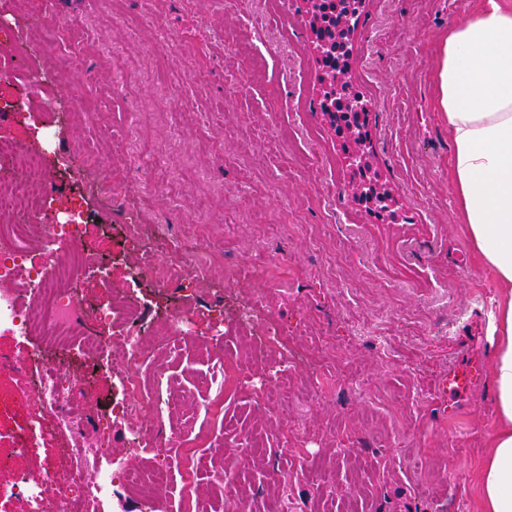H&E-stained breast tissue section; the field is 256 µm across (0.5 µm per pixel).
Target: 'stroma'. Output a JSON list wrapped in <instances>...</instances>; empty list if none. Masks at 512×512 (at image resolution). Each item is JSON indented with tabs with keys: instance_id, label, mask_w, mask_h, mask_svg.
<instances>
[{
	"instance_id": "obj_1",
	"label": "stroma",
	"mask_w": 512,
	"mask_h": 512,
	"mask_svg": "<svg viewBox=\"0 0 512 512\" xmlns=\"http://www.w3.org/2000/svg\"><path fill=\"white\" fill-rule=\"evenodd\" d=\"M477 0H363L348 70L369 103L370 160L390 212L355 202L349 149L320 104L324 67L302 0H0V139L38 145L53 197L48 218L82 186L86 230L42 266L77 253L110 269L109 284L75 274L82 324L96 336H139L166 310L189 321L141 370L151 399L171 386L192 404L173 426L199 459L196 493L208 512H481L477 474L496 427L490 336L498 284L456 216L448 124L434 107L441 33ZM218 259L202 277L158 287L143 261ZM139 320L104 323L113 297ZM266 336L299 340L286 404L268 395ZM76 375L71 398L84 431L111 426L110 446L133 468L153 452L129 440L111 411L120 373L77 345L0 334V355L32 354ZM243 375L232 393L226 365ZM479 365L455 401L435 392L448 370ZM334 375L309 391L303 377ZM34 369L0 367V487L55 457L53 432L30 440ZM223 405V420L209 413ZM264 440L242 462L243 432Z\"/></svg>"
}]
</instances>
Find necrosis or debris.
I'll list each match as a JSON object with an SVG mask.
<instances>
[{
	"label": "necrosis or debris",
	"mask_w": 512,
	"mask_h": 512,
	"mask_svg": "<svg viewBox=\"0 0 512 512\" xmlns=\"http://www.w3.org/2000/svg\"><path fill=\"white\" fill-rule=\"evenodd\" d=\"M41 153L35 148H19L0 139V159L10 157L17 161L27 180L23 183L0 179V211H14L29 215V222L0 225V333L27 337L38 333L60 342L80 335L82 305L65 287L71 266H79L89 275L108 280L109 272L94 260L80 256L70 262L59 263L54 274H45L42 267L29 264L30 244L35 225H43V243L51 247L64 240H73L83 231V212L80 205L69 207L68 218L62 223H42L46 210L47 193L31 194L28 181L39 180ZM27 285L28 302H21L18 285ZM84 352L103 356L107 370L120 372L123 400L115 406L116 416L136 418L150 400L138 373L146 354L137 336L127 335L120 340H105L98 336L81 337ZM75 377L67 375L50 364H41L30 387L39 417L31 425L32 432L42 429V416L54 420V430L63 442L67 461L66 486L70 495L51 500L42 484L21 477L12 485L11 492L27 500L31 512H103L111 495L114 481L152 497L156 486L169 480L172 470H179L182 478L179 512H204L203 505L194 495L192 476L198 467L194 452L183 450L172 456V447L178 446L179 436H171L167 447L156 449L158 459L150 472L116 462L114 467L102 470L98 463L105 455L108 444L102 439L87 438L78 432V416L69 405V398L77 386Z\"/></svg>",
	"instance_id": "necrosis-or-debris-1"
}]
</instances>
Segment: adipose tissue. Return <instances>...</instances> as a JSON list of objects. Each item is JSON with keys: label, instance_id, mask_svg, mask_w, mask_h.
Masks as SVG:
<instances>
[{"label": "adipose tissue", "instance_id": "adipose-tissue-1", "mask_svg": "<svg viewBox=\"0 0 512 512\" xmlns=\"http://www.w3.org/2000/svg\"><path fill=\"white\" fill-rule=\"evenodd\" d=\"M435 106L448 124L451 182L474 252L499 285L495 434L479 476L482 512H512V5L480 0L440 39Z\"/></svg>", "mask_w": 512, "mask_h": 512}]
</instances>
